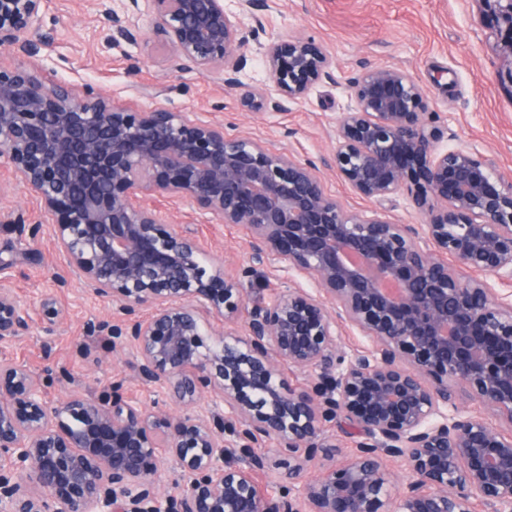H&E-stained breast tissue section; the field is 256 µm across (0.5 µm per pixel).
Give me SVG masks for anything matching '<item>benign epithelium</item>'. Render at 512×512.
<instances>
[{
  "label": "benign epithelium",
  "mask_w": 512,
  "mask_h": 512,
  "mask_svg": "<svg viewBox=\"0 0 512 512\" xmlns=\"http://www.w3.org/2000/svg\"><path fill=\"white\" fill-rule=\"evenodd\" d=\"M42 2L0 0V46L33 54ZM476 2L512 94V0ZM240 5L252 30L264 28L265 0ZM143 13L175 67L224 74L250 111L334 78L321 44L280 36L261 45L268 84L244 83L248 34L224 0H129L111 14L113 38L137 41ZM349 92L330 166L365 199L406 197L425 223L364 219L326 193L315 168L222 125L0 67V161L52 217L68 266L124 316L112 335L133 345L141 380L188 406L151 411L119 382L106 399L50 404L24 364L0 360V512H473L475 497L487 512H512V436L456 403L463 388L512 421V304L442 260L512 281V180L472 152L437 149L442 131L409 73L365 67ZM144 196L187 199L211 224L246 226L253 261L309 277L332 306L288 288L249 311L242 330L211 336L207 318L245 310L242 283ZM29 320L0 287V344ZM341 322L375 349L338 352ZM282 360L312 384L291 387ZM226 418L254 449L243 465L227 461ZM335 419L356 451L312 482L299 452L315 456ZM270 441L285 469L280 496L259 495L252 477ZM386 458L408 470L397 495ZM167 459L179 475L162 492Z\"/></svg>",
  "instance_id": "obj_1"
}]
</instances>
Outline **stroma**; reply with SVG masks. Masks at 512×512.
I'll return each instance as SVG.
<instances>
[{"label": "stroma", "instance_id": "1", "mask_svg": "<svg viewBox=\"0 0 512 512\" xmlns=\"http://www.w3.org/2000/svg\"><path fill=\"white\" fill-rule=\"evenodd\" d=\"M272 3L264 32L248 45L243 82H265L260 46L272 34L315 40L336 61L334 81L318 83L305 99L284 101L272 114H254L242 107L238 91L226 87L220 74L172 70L167 50L152 39L150 16H140L137 42H114L105 11H122L123 0H45L29 34L34 54L0 47V66L35 68L78 90L90 86L119 105L195 113L201 120L223 125L228 136L258 138L312 164L326 191L353 213L396 224H420L423 215L405 198L383 205L360 198L329 165L338 121L353 105L349 80L366 65L395 66L423 86L429 109L436 112L444 132L441 147L488 158L504 178L512 179V96L497 81L500 63L481 39L480 15L471 0ZM144 204L162 210L172 229H191L207 254L222 259L227 275L242 278L247 306L270 303L282 292L284 273L249 269L248 233L242 226L208 223L185 199L148 198ZM17 220L42 227L27 255L15 259V266L6 272L32 321L25 336L0 348V360L25 364L54 403L74 391L105 394L119 381L130 399L149 408L181 412V403L140 380L132 348L116 345L112 336L110 327L118 314L111 299L85 293L57 251L50 216L0 165V258L13 259ZM321 439L334 451L317 453L307 462L305 474L311 479L320 478L331 465L345 463L355 451L354 439L337 421L324 423Z\"/></svg>", "mask_w": 512, "mask_h": 512}]
</instances>
